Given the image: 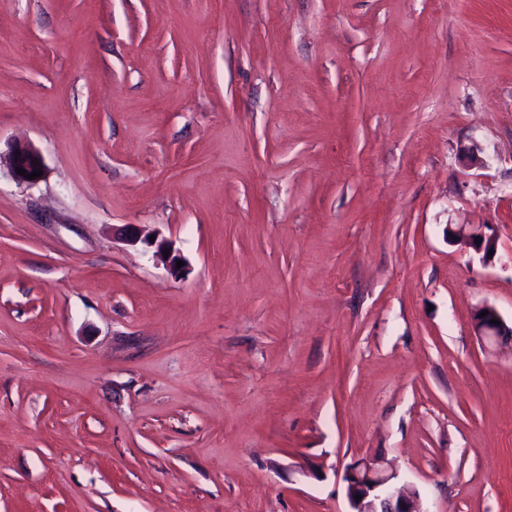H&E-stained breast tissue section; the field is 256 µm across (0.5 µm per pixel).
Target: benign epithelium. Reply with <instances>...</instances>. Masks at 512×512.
<instances>
[{
	"label": "benign epithelium",
	"instance_id": "obj_1",
	"mask_svg": "<svg viewBox=\"0 0 512 512\" xmlns=\"http://www.w3.org/2000/svg\"><path fill=\"white\" fill-rule=\"evenodd\" d=\"M0 160L6 163L12 178L20 185L37 184L41 178L29 180L27 176L35 171H46L42 153L26 142L12 143L6 154H0ZM19 168L25 170V174H18ZM124 233L129 244L140 243L153 249V257L164 265L171 277L179 279L184 276L186 266L176 267L177 261L181 260L182 256L175 250L172 242L166 239L150 240V235L144 233L138 224L124 225ZM453 236L457 243L481 252L485 256L491 251H497L496 235L486 233L480 226L471 228L462 225L453 232ZM166 251L169 252L167 256L164 255ZM485 310L488 314L484 317L480 316V313ZM493 319L498 320V323H491ZM472 328L474 334L484 342L512 344V323L509 324L503 320L499 311L492 305H481L474 310ZM393 479L394 475L385 473L367 460H359L346 469L344 481L351 512H421L419 500L413 493L392 491ZM357 495L361 496V500L355 499Z\"/></svg>",
	"mask_w": 512,
	"mask_h": 512
}]
</instances>
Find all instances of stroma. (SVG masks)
I'll list each match as a JSON object with an SVG mask.
<instances>
[{"label":"stroma","instance_id":"obj_1","mask_svg":"<svg viewBox=\"0 0 512 512\" xmlns=\"http://www.w3.org/2000/svg\"><path fill=\"white\" fill-rule=\"evenodd\" d=\"M16 140L0 512H512V0H0ZM6 163L12 178L20 185H35L40 182L46 173V165L42 153L26 142H13L5 155L0 150V169L3 160ZM36 161V165L32 164ZM17 168L25 170V175H31L34 171H42L41 177L32 180L25 178V175L17 174ZM125 233L126 241L129 242L130 245H137L141 243L147 248L153 249V257L162 263L171 277L174 279L182 278L186 272V261L181 256V254L175 250L173 243L166 239H158V235L155 236L154 242L150 241V236L145 234L138 224H126L123 229ZM165 249H168L169 255L168 258H165L164 252ZM184 261V265H182L179 269H176L177 261ZM468 226V227H467ZM454 239L457 243L469 247L477 252H482L484 257L491 258L497 252V237L494 233H486L480 225L471 228L470 225H461L453 232ZM475 239L481 240L480 244H476ZM490 251H494L492 256H488ZM485 310H488V314L484 317H479V314ZM492 319L499 320L500 324L491 323ZM472 328L474 334L483 342L488 344L509 342L512 344V321L508 324L492 305H481L474 310L472 314ZM394 478L367 460H359L346 469L344 481L350 512H422L413 492L392 491L390 482ZM357 495H361L360 501H356Z\"/></svg>","mask_w":512,"mask_h":512}]
</instances>
